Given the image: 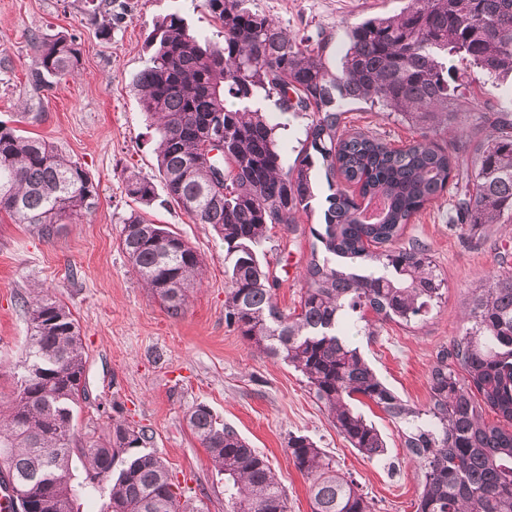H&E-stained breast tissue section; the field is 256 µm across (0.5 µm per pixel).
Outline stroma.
<instances>
[{
  "label": "stroma",
  "mask_w": 512,
  "mask_h": 512,
  "mask_svg": "<svg viewBox=\"0 0 512 512\" xmlns=\"http://www.w3.org/2000/svg\"><path fill=\"white\" fill-rule=\"evenodd\" d=\"M403 0H249V8L289 34L321 28L341 50L348 26L377 14H395ZM177 13L191 29L216 39L220 25L199 0H112L96 21H87L84 0H0V121L53 143L77 161L99 186V205L50 238L0 215V412L9 411L15 374L26 358L29 321L23 307L31 288L43 286L78 322L85 351L86 398L76 409L79 442L104 434L115 419L149 430L151 451L166 462L190 512H226L224 478L192 434L187 413L207 405L269 461L288 496V512H311L305 477L288 458L289 437H309L338 468L358 482L376 512H415L420 480L401 429L378 408L365 416L381 431L387 454L367 461L337 435L302 376L272 360L224 320L228 288L224 243L206 224H196L176 205L153 206L147 217L180 235L204 262L200 285L188 292L180 317H170L144 288L122 251L123 221L136 204L126 192L129 174L150 179L157 194L164 182L156 141L133 90L148 60L145 39L159 17ZM111 24V40L100 25ZM76 35L82 48L77 75L49 95L43 119L30 123L26 74L35 37ZM347 127L372 132L400 148L414 131L375 109L349 106ZM448 199L433 203L407 225L403 243L423 246L446 284L440 307L426 322L378 325L375 336L353 342L380 377L410 403L428 400L429 375L441 351L462 328L467 292L499 271L512 255V224H489L469 234L450 226ZM320 211L299 213L296 224L270 227L260 258L276 281L279 306L293 310L310 257L309 228Z\"/></svg>",
  "instance_id": "obj_1"
}]
</instances>
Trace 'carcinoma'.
Segmentation results:
<instances>
[{
    "instance_id": "1",
    "label": "carcinoma",
    "mask_w": 512,
    "mask_h": 512,
    "mask_svg": "<svg viewBox=\"0 0 512 512\" xmlns=\"http://www.w3.org/2000/svg\"><path fill=\"white\" fill-rule=\"evenodd\" d=\"M246 0H201L220 23L223 47L191 32L171 13L145 40L149 64L135 78L138 103L158 135L157 164L169 201L224 241L230 286L224 320L252 347L304 379L338 435L370 462L387 448L358 406H375L405 426L404 445L420 469L416 512H512V270L473 289L462 334L429 377L417 407L376 373L347 337L372 336L380 321L410 325L439 306L445 281L427 250L397 245L426 205L454 198L448 224L463 234L512 224V114L486 107L474 125L487 141L450 138L470 93L471 73L512 77V0H405L392 16L365 18L345 31L341 58L323 32L291 37ZM27 73L32 107L41 106L80 66L73 34L34 38ZM274 99L282 114L306 112L299 157L288 165L280 123L256 106ZM346 105H365L407 123L416 137L401 148L344 124ZM224 129V154L207 156L206 121ZM324 172L326 185L319 184ZM149 207L154 183L126 181ZM324 197L323 222L299 307L275 300V280L259 252L268 225L296 223ZM98 185L44 139L0 123V214L49 238L56 225L95 211ZM122 250L169 316L181 315L204 261L166 226L133 210ZM24 308L30 325L24 372L11 410L0 414V487L17 512H80L87 487L106 498L102 512H183L165 462L147 450L144 429L114 420L108 433L75 449L74 407L84 395V349L72 312L41 290ZM489 407L507 429L486 422ZM189 427L224 475L230 512H288L267 460L198 404ZM85 470L73 482V454ZM286 452L308 481L312 512H374L351 475L306 436Z\"/></svg>"
}]
</instances>
